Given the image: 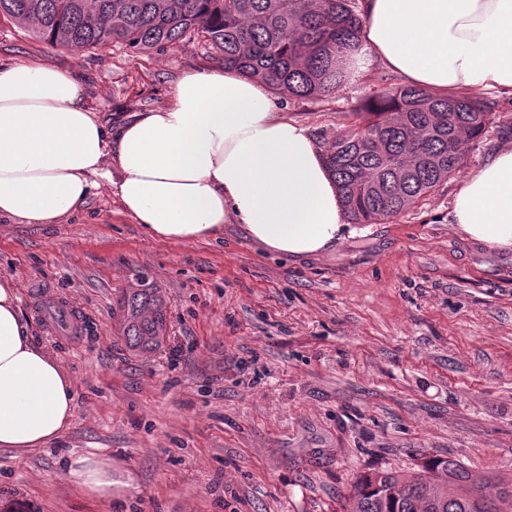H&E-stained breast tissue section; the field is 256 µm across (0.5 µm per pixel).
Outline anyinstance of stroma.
<instances>
[{
    "instance_id": "35a3bbf8",
    "label": "stroma",
    "mask_w": 512,
    "mask_h": 512,
    "mask_svg": "<svg viewBox=\"0 0 512 512\" xmlns=\"http://www.w3.org/2000/svg\"><path fill=\"white\" fill-rule=\"evenodd\" d=\"M72 73L115 124L168 106L189 71L222 69L188 38L164 50L63 49L0 17V65ZM403 80L379 63L321 101L280 97L310 130ZM447 182L380 224H353L323 254L287 258L237 224L218 241L160 242L100 184L61 224L0 223L35 340L74 382L55 442L0 449V512H347L357 472L410 476L450 457L473 477L512 476V253L452 221L465 178L512 146V97ZM147 274L168 306L162 348L135 357L112 334L124 288ZM76 309L68 333L42 302ZM112 462L111 502L73 484L74 454Z\"/></svg>"
}]
</instances>
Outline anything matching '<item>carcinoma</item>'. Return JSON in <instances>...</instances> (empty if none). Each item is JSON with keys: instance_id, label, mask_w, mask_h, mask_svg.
<instances>
[{"instance_id": "1", "label": "carcinoma", "mask_w": 512, "mask_h": 512, "mask_svg": "<svg viewBox=\"0 0 512 512\" xmlns=\"http://www.w3.org/2000/svg\"><path fill=\"white\" fill-rule=\"evenodd\" d=\"M33 26L65 49L121 42L146 51L195 36L224 67L306 100L332 95L360 46L358 0H0V15ZM490 103L466 94L386 86L351 111L346 131H315L352 224H379L453 175L480 140ZM116 332L134 355L158 350L167 307L148 277L117 301ZM349 512H500L454 459L429 460L410 477L391 469L356 475Z\"/></svg>"}]
</instances>
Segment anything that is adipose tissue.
Returning a JSON list of instances; mask_svg holds the SVG:
<instances>
[{
  "label": "adipose tissue",
  "mask_w": 512,
  "mask_h": 512,
  "mask_svg": "<svg viewBox=\"0 0 512 512\" xmlns=\"http://www.w3.org/2000/svg\"><path fill=\"white\" fill-rule=\"evenodd\" d=\"M363 13L361 59L433 92L512 96V0H364ZM83 95L69 72L0 66V222L59 223L103 180L160 241H207L239 224L270 252L307 257L344 239L345 211L318 144L263 83L188 72L169 107L115 129ZM452 212L467 237L512 251L511 148L468 175ZM73 418L72 378L36 344L17 286L0 277V448L25 456ZM65 473L111 501V462L75 454Z\"/></svg>",
  "instance_id": "adipose-tissue-1"
}]
</instances>
